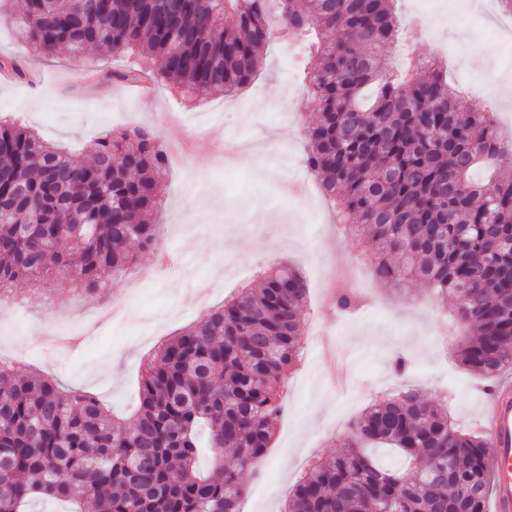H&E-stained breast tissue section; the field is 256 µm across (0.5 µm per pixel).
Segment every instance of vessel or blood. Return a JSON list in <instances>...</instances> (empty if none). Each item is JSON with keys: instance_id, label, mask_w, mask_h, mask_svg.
Wrapping results in <instances>:
<instances>
[{"instance_id": "b4317fda", "label": "vessel or blood", "mask_w": 512, "mask_h": 512, "mask_svg": "<svg viewBox=\"0 0 512 512\" xmlns=\"http://www.w3.org/2000/svg\"><path fill=\"white\" fill-rule=\"evenodd\" d=\"M485 413L483 430L492 448L493 512H512V381L487 392Z\"/></svg>"}]
</instances>
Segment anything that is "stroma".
<instances>
[{"label":"stroma","instance_id":"stroma-1","mask_svg":"<svg viewBox=\"0 0 512 512\" xmlns=\"http://www.w3.org/2000/svg\"><path fill=\"white\" fill-rule=\"evenodd\" d=\"M512 21L470 9H454L438 25L436 40L404 34L406 62L435 56L441 47L462 50L447 57L448 77L478 85L489 75L512 76L502 57L501 35ZM273 40L255 80L236 95L185 97L166 82L152 84L150 100L135 98L124 83L96 82L93 71L129 65L130 54L110 49L80 57L59 49L45 57L0 22V57L13 58L26 76L0 74V117L9 115L46 141L89 155L103 132L150 129L170 160L153 216L160 231L124 274L112 277L100 297L64 282L44 290L16 284L13 310L0 314V359L18 372L53 376L63 388L98 396L126 423L139 399L144 360L163 340L196 323L235 290L259 286L264 270L287 260L301 268L309 288L307 354L286 376L285 410L259 474H245L241 512H283L288 494L308 465L336 454L351 422L401 386L427 403L447 404L468 428L483 424L482 389L491 379L437 353L454 343L456 326L445 315L454 301L434 297L417 281L401 293L366 280L353 289L349 270L364 257L322 209L317 185L307 197H284L281 171L301 176L304 129L316 117L291 99L304 95L296 56ZM260 143L262 156L227 164L213 130ZM358 292L360 310L339 317L323 293ZM410 366L393 368L396 356Z\"/></svg>","mask_w":512,"mask_h":512}]
</instances>
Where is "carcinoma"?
<instances>
[{"mask_svg":"<svg viewBox=\"0 0 512 512\" xmlns=\"http://www.w3.org/2000/svg\"><path fill=\"white\" fill-rule=\"evenodd\" d=\"M396 2L25 0L10 22L43 56L130 49L186 96L238 92L272 39L302 42V83L318 112L304 166L346 232L370 231L362 246L377 281L418 280L456 298L453 354L490 378L512 366V179L500 173L512 156L499 151L493 113L459 95L442 63L379 70L378 54L400 38ZM146 75L137 64L108 78ZM92 152L88 162L0 120V294L20 280L93 294L154 244L167 172L155 135L105 133ZM481 166L492 168L486 181L475 177ZM307 293L301 271L277 263L261 288H242L164 342L129 427L95 395L0 361V512H26L36 498L75 512H239L241 472H259L286 373L301 360ZM202 446L214 455L207 473ZM373 446L406 469L380 463ZM340 448L302 474L284 512H487V439L412 390L369 406ZM226 454L237 467H225Z\"/></svg>","mask_w":512,"mask_h":512,"instance_id":"1","label":"carcinoma"}]
</instances>
